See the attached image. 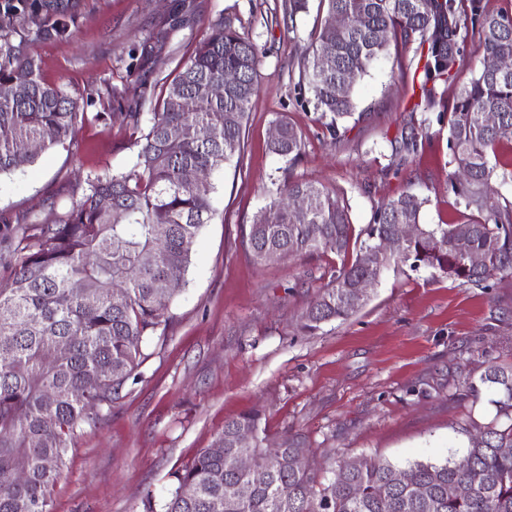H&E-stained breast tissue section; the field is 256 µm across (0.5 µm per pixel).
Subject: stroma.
<instances>
[{"label": "stroma", "instance_id": "1", "mask_svg": "<svg viewBox=\"0 0 512 512\" xmlns=\"http://www.w3.org/2000/svg\"><path fill=\"white\" fill-rule=\"evenodd\" d=\"M288 0H194L192 21L168 31L158 61L142 57L149 33L163 28L175 0H79L66 36L35 39L37 20L15 19V40L41 60V76L72 93L93 90L88 119L73 146L39 154L25 171L0 176V225L54 222L79 197L87 172H125L137 162V130L95 115L113 91L162 92V79L188 60L219 17L259 47L258 93L241 163L216 172L212 206L192 264L172 301V323L144 352L137 382L86 430L50 489V512H156L175 470L211 447L225 421L254 408L270 442L298 434L321 454L374 455L404 466L461 457L470 423L491 422L492 392L460 393L488 364L512 365V279L483 290L430 271L388 270L367 304L316 334L298 328L335 253L250 261L239 242L267 201L272 181L292 178L342 187L355 227L381 202L411 191L427 197V224L460 222L448 191L447 126L430 123L415 155L400 162L401 134L414 110L413 73L423 50L391 45L357 84V114L332 142L313 104L294 100L302 55L320 22L319 0L285 21ZM286 118L305 151L291 165L269 150Z\"/></svg>", "mask_w": 512, "mask_h": 512}]
</instances>
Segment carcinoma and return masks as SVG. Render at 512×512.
<instances>
[{
  "instance_id": "carcinoma-1",
  "label": "carcinoma",
  "mask_w": 512,
  "mask_h": 512,
  "mask_svg": "<svg viewBox=\"0 0 512 512\" xmlns=\"http://www.w3.org/2000/svg\"><path fill=\"white\" fill-rule=\"evenodd\" d=\"M325 17L305 49L296 101L312 96L332 140L339 121L353 115L358 81L388 54L391 43L419 41L427 47L420 97L433 109L436 84L460 65L468 39L478 37L482 66L459 89L448 124V192L464 207L457 224H425L428 199L407 191L379 204L355 230L347 191L286 175L273 182L270 202L254 215L241 246L264 264L279 250L288 255L333 252L353 255L330 271L327 284L301 315V328L315 333L346 319L366 304L355 292L361 277L380 280L392 267L434 273L488 290L512 275V200L499 186L512 171L492 161L512 143V14L492 13L483 0H320ZM74 0H3L0 3V175L32 165L38 152L76 139L84 96L43 82L40 60L12 41L17 14L53 19L35 37H61ZM343 17L344 23H335ZM194 56L163 78L164 94L152 112L112 91V111L139 130L138 162L117 174L90 173L82 193L52 224H17L3 238L10 282L0 286V512H49L50 487L61 475L74 441L111 410L129 381H137L142 343L166 330L168 307L191 264L202 227L213 215L214 184L200 177L242 159L245 120L256 96L258 46L240 35L231 16ZM192 108H185L186 102ZM272 153L296 164L302 135L287 120L277 122ZM301 197L298 210L290 200ZM111 200L104 207L101 201ZM418 225L415 238L380 251L395 225ZM468 232L467 250L457 232ZM373 253L370 264L365 253ZM483 263L474 268L468 253ZM493 390L497 421L475 425L459 462L415 461L400 467L375 456L355 465L340 459L323 483V468L306 469L293 459L309 454L304 439L290 436L270 448L254 409L224 423L216 452L202 449L173 473L177 488L163 512H512V367L491 364L468 392ZM253 433L257 483L238 470V432ZM292 493L284 498L278 487ZM190 485L196 495L180 496Z\"/></svg>"
}]
</instances>
